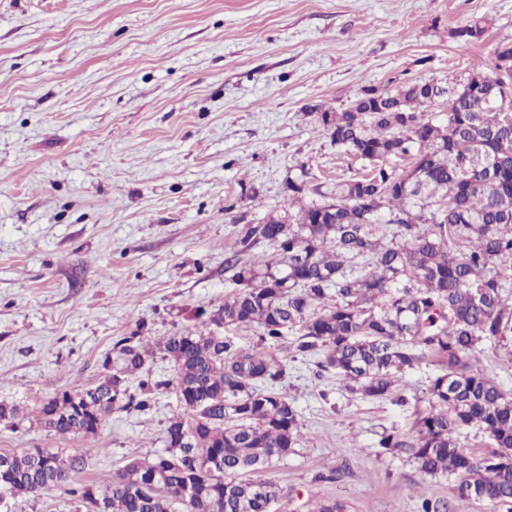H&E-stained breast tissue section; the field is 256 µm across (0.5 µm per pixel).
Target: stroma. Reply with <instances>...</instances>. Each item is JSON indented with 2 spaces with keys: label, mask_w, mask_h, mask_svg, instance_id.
Listing matches in <instances>:
<instances>
[{
  "label": "stroma",
  "mask_w": 512,
  "mask_h": 512,
  "mask_svg": "<svg viewBox=\"0 0 512 512\" xmlns=\"http://www.w3.org/2000/svg\"><path fill=\"white\" fill-rule=\"evenodd\" d=\"M477 19L484 35L462 45ZM507 43L512 0H0V403L29 412L0 421V453L77 452L79 480L103 482L162 451L182 407L159 353L150 409L112 413L97 435H57L34 413L97 383L119 337L166 336L222 305L240 229L287 209L289 177L361 172L317 110L409 80L457 88L476 66L495 77ZM294 340L278 344L277 389L300 437L261 473L288 490L274 512H417L425 497L506 512L377 446L430 410L436 366L406 373L401 399L368 400L316 376Z\"/></svg>",
  "instance_id": "1"
}]
</instances>
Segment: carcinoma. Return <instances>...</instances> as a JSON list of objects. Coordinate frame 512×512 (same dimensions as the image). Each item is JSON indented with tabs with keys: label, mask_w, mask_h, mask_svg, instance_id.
Instances as JSON below:
<instances>
[{
	"label": "carcinoma",
	"mask_w": 512,
	"mask_h": 512,
	"mask_svg": "<svg viewBox=\"0 0 512 512\" xmlns=\"http://www.w3.org/2000/svg\"><path fill=\"white\" fill-rule=\"evenodd\" d=\"M485 32L475 20L457 30L469 44ZM469 92L446 88L442 118L420 82L394 91L362 90L348 110L317 113V127L365 162L366 173L317 187L321 201L288 177L292 214L269 215L240 231L226 260L238 291L201 323L144 340L118 339L101 381L65 390L38 408L47 429L76 439L94 435L114 410L144 411L159 382L129 377L155 351L172 362L184 412L167 427L166 449L132 459L104 487L69 489L75 512H271L288 495L278 482L247 477L288 456L300 436L294 402L276 390L287 365L269 351L296 330L295 351L322 353L318 374L334 372L353 392L386 399L427 356L431 410L407 431L381 434L387 451H406L432 477L453 476L473 500L512 505V394L478 366L480 343L512 340V97L503 78L476 70ZM410 157L408 168L388 165ZM259 243L273 252L250 258ZM259 329L241 348L226 328ZM482 428L494 446L476 456L461 431ZM81 454L47 448L0 453V506L70 483Z\"/></svg>",
	"instance_id": "1"
}]
</instances>
